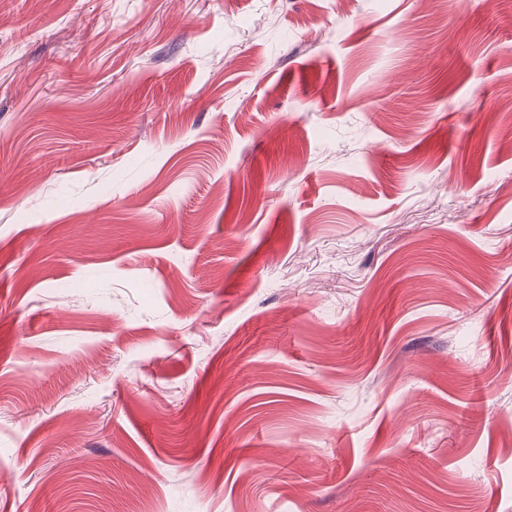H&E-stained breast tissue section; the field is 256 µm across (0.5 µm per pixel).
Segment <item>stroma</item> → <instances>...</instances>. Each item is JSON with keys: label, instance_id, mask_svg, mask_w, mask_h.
Masks as SVG:
<instances>
[{"label": "stroma", "instance_id": "1", "mask_svg": "<svg viewBox=\"0 0 512 512\" xmlns=\"http://www.w3.org/2000/svg\"><path fill=\"white\" fill-rule=\"evenodd\" d=\"M512 12L0 0V512H512Z\"/></svg>", "mask_w": 512, "mask_h": 512}]
</instances>
